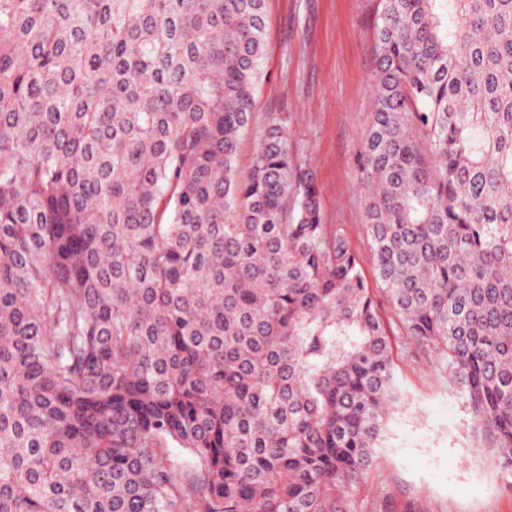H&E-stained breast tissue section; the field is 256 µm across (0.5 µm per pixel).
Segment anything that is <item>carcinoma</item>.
<instances>
[{
    "mask_svg": "<svg viewBox=\"0 0 512 512\" xmlns=\"http://www.w3.org/2000/svg\"><path fill=\"white\" fill-rule=\"evenodd\" d=\"M379 7L375 270L512 465V0ZM265 30V0H0V512H350L397 387L288 115L237 176Z\"/></svg>",
    "mask_w": 512,
    "mask_h": 512,
    "instance_id": "obj_1",
    "label": "carcinoma"
}]
</instances>
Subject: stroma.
<instances>
[{"label":"stroma","mask_w":512,"mask_h":512,"mask_svg":"<svg viewBox=\"0 0 512 512\" xmlns=\"http://www.w3.org/2000/svg\"><path fill=\"white\" fill-rule=\"evenodd\" d=\"M378 0H268L263 77L239 145L247 176L270 118L284 113L297 161L321 190L324 223L344 228L392 349L404 398L393 408L376 462L350 490L353 512H512V470L480 448L448 371L408 350L382 291L367 233L360 162L373 120Z\"/></svg>","instance_id":"obj_1"}]
</instances>
